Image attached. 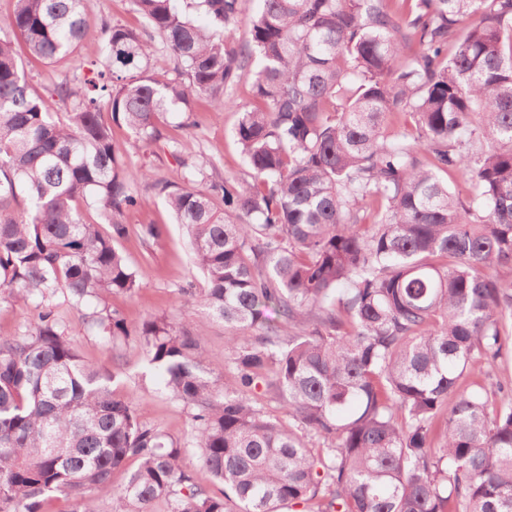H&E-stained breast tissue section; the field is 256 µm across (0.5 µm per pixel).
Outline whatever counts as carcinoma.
Wrapping results in <instances>:
<instances>
[{
    "label": "carcinoma",
    "mask_w": 512,
    "mask_h": 512,
    "mask_svg": "<svg viewBox=\"0 0 512 512\" xmlns=\"http://www.w3.org/2000/svg\"><path fill=\"white\" fill-rule=\"evenodd\" d=\"M84 2L15 0L0 23V288L35 312L0 336V512H99L102 494L112 512H512V395L485 385L512 355V0H129L142 24L101 23L93 76L38 91L22 58L72 57ZM244 20L243 43L213 32ZM201 99L239 113L251 180L175 143L205 189L121 163L112 125L150 146ZM139 181L204 277L185 305L224 323L222 382L194 318L92 305L139 288L116 247ZM59 298L105 343L139 337L192 444L82 359Z\"/></svg>",
    "instance_id": "carcinoma-1"
}]
</instances>
